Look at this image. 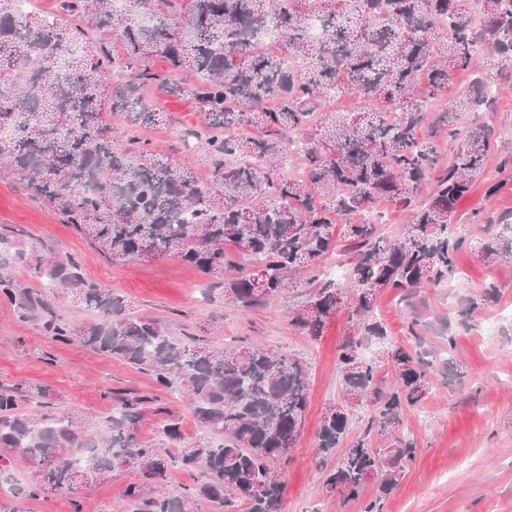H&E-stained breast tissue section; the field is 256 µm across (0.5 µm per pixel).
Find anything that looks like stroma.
<instances>
[{"label":"stroma","mask_w":512,"mask_h":512,"mask_svg":"<svg viewBox=\"0 0 512 512\" xmlns=\"http://www.w3.org/2000/svg\"><path fill=\"white\" fill-rule=\"evenodd\" d=\"M478 123L494 127L491 163L512 155V90L502 94L495 111L480 113ZM512 210V179L494 187L479 179L458 205L455 228L471 241L458 261L459 276L444 288H423L408 300L384 292L378 312L392 343L426 352L436 368L432 389L419 406L404 412L403 427L417 443V456L386 504V512H512V324L485 336V326L500 308L512 306V264L488 266L477 257L482 244L472 211ZM25 228L29 242L70 253L84 261L86 276L124 297L135 313L162 322L174 336H204L215 345H234L248 336L306 361L310 367V405L304 430L284 468L282 512H355L354 505L327 498L323 473L315 459L316 431L322 413L340 393L336 347L347 317L339 315L313 340L290 320L306 302L307 291L290 284L265 308L243 313L216 300L197 302L208 279L176 258L114 263L98 254L88 238L63 224L51 206L29 195L16 181L0 177V225ZM500 289L498 304L464 312L486 283ZM418 320V336L406 323ZM20 384L52 389L56 406L85 415L110 413L122 395L148 399L137 436L157 445L169 421L180 424L186 440L202 432L183 397L159 389L152 375L119 360L44 336L38 325L18 317L0 299V386ZM135 470L113 472L110 481L74 494L48 493L27 502L26 512H126L124 487Z\"/></svg>","instance_id":"stroma-1"}]
</instances>
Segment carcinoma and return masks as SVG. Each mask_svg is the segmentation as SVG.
I'll return each instance as SVG.
<instances>
[{
    "mask_svg": "<svg viewBox=\"0 0 512 512\" xmlns=\"http://www.w3.org/2000/svg\"><path fill=\"white\" fill-rule=\"evenodd\" d=\"M19 3L0 0V175L19 179L111 261L176 257L242 311L306 274L308 299L292 325L318 339L339 314L348 319L336 348L341 393L316 431L323 487L360 512H385L417 455L401 414L429 395L433 362L390 343L375 310L385 290L445 286L469 249L452 225L495 130L459 118L498 103L489 90L512 66V0H124L121 11L114 0H58L50 21ZM270 37L281 52L267 50ZM488 52L501 68L448 98L449 74ZM154 56L164 68L150 65ZM186 71L197 75L190 96L206 120L178 131L195 142L193 165L133 130L162 119L144 89L179 95L175 77ZM347 94L363 111L326 109ZM109 114L130 129L114 132ZM243 128L252 134L232 133ZM441 142L453 145L446 157ZM425 182L431 191L419 202ZM382 200L409 213L394 237L375 217ZM469 221L489 236L480 260L512 264V211L494 221L474 210ZM342 240L346 278L337 283L322 269ZM0 297L54 341L179 389L206 431L184 444L170 422L172 447L158 448L137 437L145 397L121 396L91 424L58 410L47 387H0V512H24V501L72 494L119 469L139 476L122 491L127 512H282L280 465L309 407L305 362L245 338L230 349L177 338L127 312L123 297L85 277L78 257L5 225ZM61 302L97 319L65 317ZM372 340L384 350L368 357L362 346ZM173 464L200 468L204 479L172 494Z\"/></svg>",
    "mask_w": 512,
    "mask_h": 512,
    "instance_id": "1",
    "label": "carcinoma"
}]
</instances>
